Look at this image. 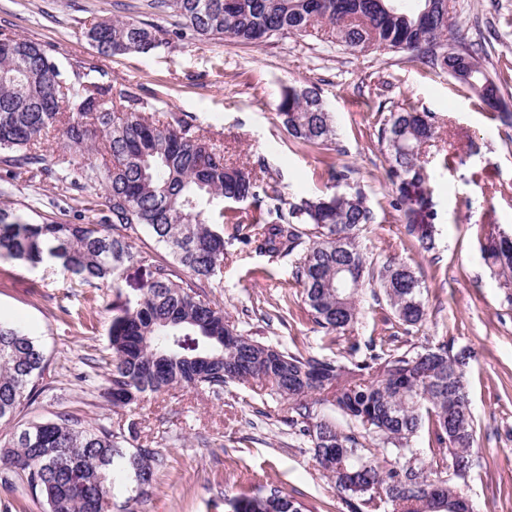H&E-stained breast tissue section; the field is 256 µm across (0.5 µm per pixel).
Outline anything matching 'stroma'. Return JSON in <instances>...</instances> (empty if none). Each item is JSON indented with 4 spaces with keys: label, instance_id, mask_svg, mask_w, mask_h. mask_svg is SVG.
Wrapping results in <instances>:
<instances>
[{
    "label": "stroma",
    "instance_id": "stroma-1",
    "mask_svg": "<svg viewBox=\"0 0 512 512\" xmlns=\"http://www.w3.org/2000/svg\"><path fill=\"white\" fill-rule=\"evenodd\" d=\"M124 0H0V35L39 43L63 80L110 88L113 98L135 93L146 113L187 118L192 134L209 140L226 164L277 182L285 202L330 184L329 163L349 166L373 220L361 244L370 261L396 256L419 276L425 320L406 327L385 298L364 292L353 333L366 342L395 335L403 348L448 340L474 357L466 384L476 430L473 465L460 482L476 512H512V285L484 259L485 235L512 236V127L476 94L439 68L404 52L352 54L322 32L274 38L253 47L232 39L175 38L172 20L142 6V20L160 30L146 53L99 55L86 37L92 23L124 17ZM462 43L472 46L501 88L512 112V0H448ZM317 87L333 115L334 149L289 139L276 111L283 88ZM431 113L434 137L421 149L436 227L424 251L405 234L408 217L393 208L379 129L407 106ZM12 199L36 222L78 223L81 193L55 178L21 175ZM151 269L127 264L118 287L70 289L60 269H31L0 259V321L25 330L43 347L45 388L0 424V443L16 426L66 411L85 421L136 423L137 442L164 458L147 503L134 512H232L224 500L273 483L309 512H351L313 451L291 430L288 403L252 383L227 385L222 395L174 389L145 397L134 409L100 396L110 368L108 329L135 302ZM211 298L230 320L261 342L306 355L349 361L347 338L329 339L309 318L303 288L289 259L271 260L254 247L228 245L211 279ZM95 361V385L79 378L83 359Z\"/></svg>",
    "mask_w": 512,
    "mask_h": 512
}]
</instances>
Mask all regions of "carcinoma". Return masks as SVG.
Masks as SVG:
<instances>
[{"label": "carcinoma", "instance_id": "obj_1", "mask_svg": "<svg viewBox=\"0 0 512 512\" xmlns=\"http://www.w3.org/2000/svg\"><path fill=\"white\" fill-rule=\"evenodd\" d=\"M150 7L177 17L207 39L232 38L258 46L275 37L300 36L313 23L332 28L335 42L354 53L381 49L409 52L448 71L464 62L468 86L479 100L499 96L498 84L477 54L448 48V12L443 0H151ZM158 29L135 17L94 24L88 38L104 55L145 53ZM128 93L120 103L111 89L62 80L57 64L37 43L0 38V150L10 175L53 176L86 194L87 210L99 220L84 224L29 222L0 187V258L32 268L53 263L76 284L116 288L133 262L152 268L142 298L112 319V370L102 397L130 407L143 395L191 388L219 395L224 386L253 381L288 401V425L314 448L336 488L353 499L352 512H451L463 496L455 480L472 465L474 421L464 370L471 355L442 342L401 350L397 337L365 344L351 341L352 367L335 359L305 356L242 333L204 282L224 264L226 241L254 244L271 258H289L303 286L313 322L340 333L358 322L362 288L382 290L395 318L415 326L425 316L421 285L409 265L393 257L374 268L360 244L373 219L359 190L303 197L283 209L275 182L224 163V155L193 136L191 125L165 112L147 116ZM288 137L319 148L335 138L332 116L314 87H289L277 104ZM62 128L64 153L51 157L43 137ZM432 138L430 115L414 108L392 112L380 129L399 196L393 206H426L417 185L420 136ZM81 160H75V157ZM248 199L264 206L243 224L224 202ZM148 230L171 261L139 251L130 232ZM419 246L432 245V225H405ZM488 259L512 275V239L488 238ZM349 276L355 287L338 288ZM45 369L42 346L22 330L0 322V423L38 392ZM316 404L336 407L340 419L313 414ZM364 431L347 432L341 422ZM127 432L105 422L88 423L64 411L18 429L0 448V486L21 482L42 499L46 512H111L112 487L121 473L135 476L131 499L149 497L163 465L152 448L123 449ZM368 438L370 445L363 439ZM436 449L423 456L419 441ZM442 482L448 500L428 499L425 488ZM233 512H306L297 498L271 486L231 501Z\"/></svg>", "mask_w": 512, "mask_h": 512}]
</instances>
